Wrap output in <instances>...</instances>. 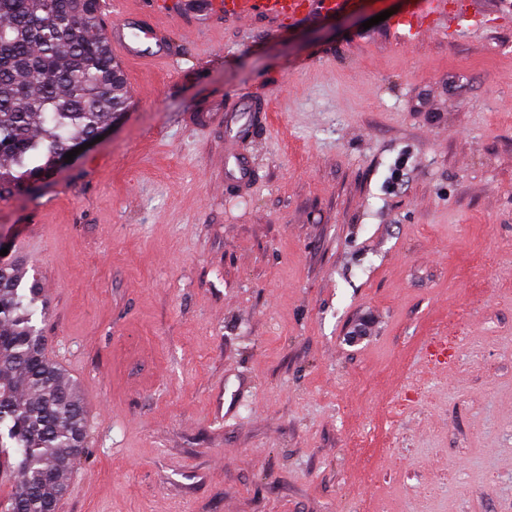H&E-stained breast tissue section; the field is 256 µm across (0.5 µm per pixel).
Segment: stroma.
Here are the masks:
<instances>
[{"label":"stroma","mask_w":512,"mask_h":512,"mask_svg":"<svg viewBox=\"0 0 512 512\" xmlns=\"http://www.w3.org/2000/svg\"><path fill=\"white\" fill-rule=\"evenodd\" d=\"M129 108L0 203L89 455L56 512H512V22L272 31L189 0ZM393 16L375 26L371 17ZM267 100L255 135L225 113ZM255 183L225 186L224 155ZM404 181L392 187L395 165Z\"/></svg>","instance_id":"35a3bbf8"}]
</instances>
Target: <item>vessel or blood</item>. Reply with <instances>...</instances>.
I'll return each mask as SVG.
<instances>
[{"instance_id": "1", "label": "vessel or blood", "mask_w": 512, "mask_h": 512, "mask_svg": "<svg viewBox=\"0 0 512 512\" xmlns=\"http://www.w3.org/2000/svg\"><path fill=\"white\" fill-rule=\"evenodd\" d=\"M354 5L355 0H214L211 13L228 22L262 24L274 30L285 23L303 22L318 11L337 13ZM443 17L460 26L473 20L472 15L453 9L448 0H417L392 29L399 40L407 41L418 32L437 31ZM105 35L114 48L130 60L164 59L169 55V44L162 28L142 24L126 14L113 19ZM224 166L229 183L247 185L254 178L246 156L228 154Z\"/></svg>"}]
</instances>
